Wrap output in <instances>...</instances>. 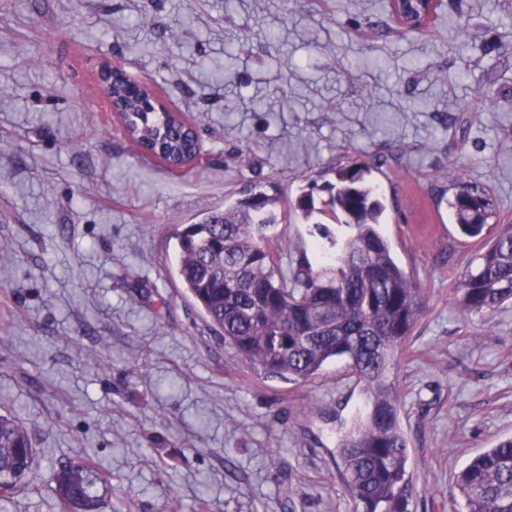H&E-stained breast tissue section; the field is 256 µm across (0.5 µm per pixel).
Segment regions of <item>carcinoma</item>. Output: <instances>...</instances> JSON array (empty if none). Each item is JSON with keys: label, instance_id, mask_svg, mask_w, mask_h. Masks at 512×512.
Segmentation results:
<instances>
[{"label": "carcinoma", "instance_id": "cac0c4a2", "mask_svg": "<svg viewBox=\"0 0 512 512\" xmlns=\"http://www.w3.org/2000/svg\"><path fill=\"white\" fill-rule=\"evenodd\" d=\"M152 88L112 84L132 139L179 166L196 149L179 112H148ZM336 182L312 184L297 201L304 219L328 214L354 234L313 271L301 263L285 272L271 247L278 200L261 190L175 224L176 273L224 345L251 371L288 382L312 379L329 361L344 358L362 383L364 406L338 442L345 487L360 512H410L409 448L400 422L401 395L391 379L408 337L424 313L422 288L395 261L380 230L385 205L360 166L335 170ZM448 201L461 236L483 241L474 266L456 286L465 313H491L512 300V224L492 238L493 200L460 178ZM328 193L315 207L312 190ZM36 458L30 434L14 416L0 415V490L17 488ZM63 512H93L105 481L84 461L59 465L52 477ZM467 512H512V438L473 458L455 483Z\"/></svg>", "mask_w": 512, "mask_h": 512}]
</instances>
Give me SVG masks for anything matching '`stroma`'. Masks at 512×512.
<instances>
[{
    "label": "stroma",
    "mask_w": 512,
    "mask_h": 512,
    "mask_svg": "<svg viewBox=\"0 0 512 512\" xmlns=\"http://www.w3.org/2000/svg\"><path fill=\"white\" fill-rule=\"evenodd\" d=\"M383 2L0 0V415L37 450L9 512H61L52 473L77 457L106 479L99 512H355L346 360L253 374L182 287L171 237L256 185L279 201L284 262L320 269L351 230L321 237L296 202L355 164L426 306L396 371L410 508L466 512L458 472L512 437V303L460 310L479 246L446 195L464 176L512 222V0H444L405 32ZM105 61L193 123L203 163L138 155Z\"/></svg>",
    "instance_id": "1"
}]
</instances>
